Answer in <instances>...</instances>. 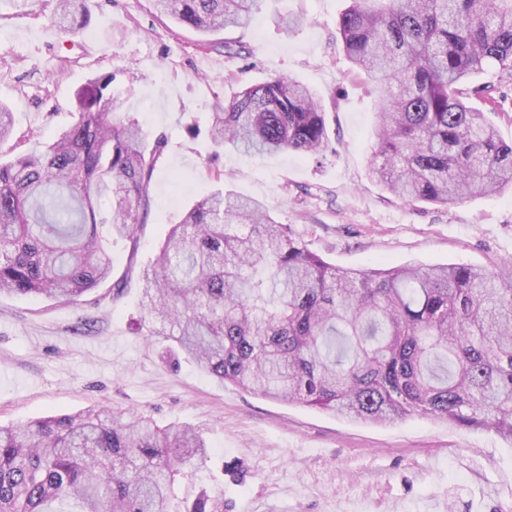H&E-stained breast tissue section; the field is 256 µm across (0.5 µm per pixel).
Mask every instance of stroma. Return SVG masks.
<instances>
[{"label":"stroma","instance_id":"1","mask_svg":"<svg viewBox=\"0 0 512 512\" xmlns=\"http://www.w3.org/2000/svg\"><path fill=\"white\" fill-rule=\"evenodd\" d=\"M55 0H0V103L16 150L42 149L72 120L91 75L114 73L118 117L168 145L150 187L137 242L112 246L113 280L64 303L0 295V425L91 407L145 413L199 429L210 457L178 496L207 485L223 512H512V443L414 416L354 420L219 384L157 338L136 332L140 274L170 225L218 187L266 203L307 247L342 269L410 262L497 269L512 262V192L448 207L407 204L373 177L374 84L357 76L336 39L346 0H261L244 29L203 34L159 15L152 0H86L74 41L53 26ZM304 14L292 34L272 17ZM240 47L228 56L225 44ZM283 74L327 110L332 147L231 156L209 128L216 100Z\"/></svg>","mask_w":512,"mask_h":512}]
</instances>
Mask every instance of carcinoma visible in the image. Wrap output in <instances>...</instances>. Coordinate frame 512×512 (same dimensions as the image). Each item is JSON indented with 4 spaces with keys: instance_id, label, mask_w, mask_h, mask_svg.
Masks as SVG:
<instances>
[{
    "instance_id": "obj_1",
    "label": "carcinoma",
    "mask_w": 512,
    "mask_h": 512,
    "mask_svg": "<svg viewBox=\"0 0 512 512\" xmlns=\"http://www.w3.org/2000/svg\"><path fill=\"white\" fill-rule=\"evenodd\" d=\"M260 0H154L201 33L249 23ZM346 59L376 82L372 172L412 204H457L512 189L504 142L470 79H512V0H348ZM76 34L84 0H57ZM106 73L74 93L73 121L44 150L13 154L0 105V294L74 302L112 274L109 244L136 242L167 147L114 116ZM213 142L243 155L318 154L325 109L275 76L215 107ZM151 331L174 358L224 385L373 423L430 417L512 442V270L407 263L340 269L260 201L216 189L170 225L141 274ZM191 426L90 408L0 427V512H222L202 488L174 501L177 477L207 461Z\"/></svg>"
}]
</instances>
